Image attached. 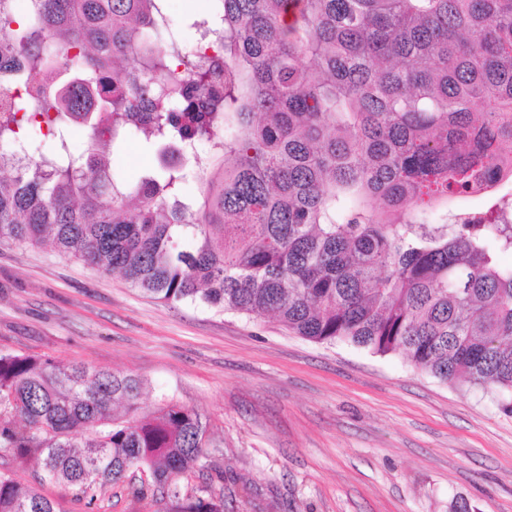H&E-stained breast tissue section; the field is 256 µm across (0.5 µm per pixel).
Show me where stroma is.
<instances>
[{
	"instance_id": "1",
	"label": "stroma",
	"mask_w": 512,
	"mask_h": 512,
	"mask_svg": "<svg viewBox=\"0 0 512 512\" xmlns=\"http://www.w3.org/2000/svg\"><path fill=\"white\" fill-rule=\"evenodd\" d=\"M0 351L120 371L208 422L210 466L181 484L224 490L225 512H512V414L400 353L319 344L269 317L166 304L51 245L0 244ZM0 471L64 512H160L140 471L94 506L36 462Z\"/></svg>"
}]
</instances>
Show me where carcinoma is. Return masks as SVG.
Listing matches in <instances>:
<instances>
[{
  "instance_id": "obj_1",
  "label": "carcinoma",
  "mask_w": 512,
  "mask_h": 512,
  "mask_svg": "<svg viewBox=\"0 0 512 512\" xmlns=\"http://www.w3.org/2000/svg\"><path fill=\"white\" fill-rule=\"evenodd\" d=\"M0 0V242L50 243L155 300L402 352L512 414V0ZM86 133L80 153L75 129ZM158 156L131 182V140ZM205 148L218 164L196 169ZM189 181L198 195L185 194ZM131 374L0 352V451L93 505L144 466L163 512H224L201 415ZM121 404L125 414L114 413ZM0 512H61L0 472Z\"/></svg>"
}]
</instances>
